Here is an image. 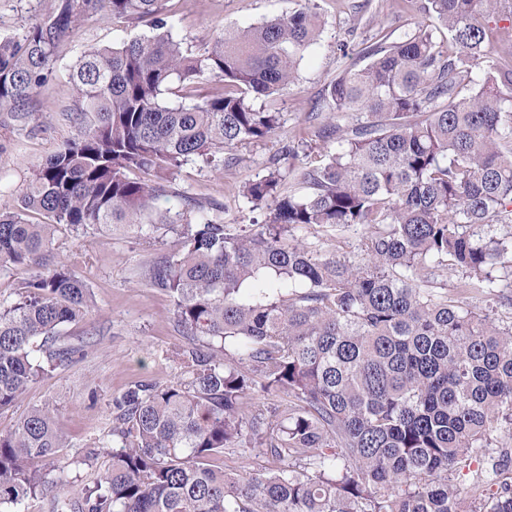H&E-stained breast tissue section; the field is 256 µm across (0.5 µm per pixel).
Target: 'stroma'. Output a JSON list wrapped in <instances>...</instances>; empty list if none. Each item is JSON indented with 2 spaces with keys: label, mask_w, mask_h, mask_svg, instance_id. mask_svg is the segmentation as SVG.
<instances>
[{
  "label": "stroma",
  "mask_w": 512,
  "mask_h": 512,
  "mask_svg": "<svg viewBox=\"0 0 512 512\" xmlns=\"http://www.w3.org/2000/svg\"><path fill=\"white\" fill-rule=\"evenodd\" d=\"M52 2L0 0V34H22L30 17L48 12ZM312 2L322 15L323 30L301 60L297 80L271 100L282 115L281 129L266 141L225 151L222 169L199 162L184 165L172 179V195L160 200V208L177 213L192 201L208 207L211 218L240 230L264 222L270 206L253 208L241 194L243 184L264 175L275 158L286 176L285 190L297 192L299 168L322 164L335 154V141L321 135L334 115L328 89L346 70L364 66L362 47L381 31L397 40L422 29L438 42L448 40L428 0ZM297 7L298 0H164L165 13L174 19L173 36L196 52L224 31L285 19ZM153 33L149 21L111 17L86 21L69 35L60 48L53 80L34 97L29 125L0 121V197L19 198L35 165L73 136L74 128L62 114L73 100L69 65L91 48ZM289 141L305 146L297 159L282 155ZM176 239L164 229L145 235L105 236L93 229L59 233V255L89 285L92 305L84 321L63 329L58 343L82 347L83 352L0 411V430L9 429L32 408L46 405L53 410L65 446L44 468L63 477L65 497L81 494L110 466L105 446L112 441L114 399L141 381L163 385L184 376L176 354L184 338L175 325L173 303L150 288L144 276L148 261L170 253Z\"/></svg>",
  "instance_id": "obj_1"
}]
</instances>
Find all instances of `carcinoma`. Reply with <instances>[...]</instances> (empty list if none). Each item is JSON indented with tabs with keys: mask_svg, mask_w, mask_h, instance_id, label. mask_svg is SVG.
I'll return each mask as SVG.
<instances>
[{
	"mask_svg": "<svg viewBox=\"0 0 512 512\" xmlns=\"http://www.w3.org/2000/svg\"><path fill=\"white\" fill-rule=\"evenodd\" d=\"M430 3L454 51L421 30L379 33L361 50L365 66L330 85L334 112L361 120L324 126L336 155L300 171L306 192H285L278 169L245 183L253 207L274 209L244 234L201 205L172 214L156 203L182 166L219 169L225 149L280 129L281 113L258 101L292 82L318 41L309 0L201 53L172 36L162 0H55L22 34L0 36V112L25 126L81 22L150 18L157 30L70 66L73 137L18 200H0V268L28 271L0 304V410L45 364L81 352L56 346L92 303L67 262H49L62 227L182 224L145 278L170 296L187 339L185 380L144 382L115 401L111 465L80 497L61 502V479L42 468L64 448L48 407L0 431V512L37 496L53 512H512V480L489 496L451 479L512 425V323L417 284L451 264L461 293L488 297L492 268L512 274V232L487 241L473 230L512 227V104L501 92L512 65L473 71L490 53L486 16L511 15L512 0ZM166 92L183 102L166 105ZM353 225L370 229L360 266L296 236ZM200 340L221 346L203 352ZM259 392L288 399L269 410L252 403ZM245 436L275 467L240 475L211 463Z\"/></svg>",
	"mask_w": 512,
	"mask_h": 512,
	"instance_id": "1",
	"label": "carcinoma"
}]
</instances>
